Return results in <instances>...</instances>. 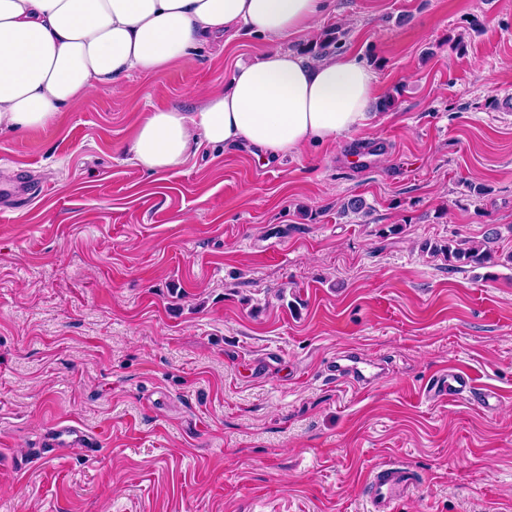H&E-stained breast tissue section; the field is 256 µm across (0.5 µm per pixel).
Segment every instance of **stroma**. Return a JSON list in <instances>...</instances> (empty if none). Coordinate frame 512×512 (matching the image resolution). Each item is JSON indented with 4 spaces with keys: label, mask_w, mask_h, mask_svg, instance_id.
<instances>
[{
    "label": "stroma",
    "mask_w": 512,
    "mask_h": 512,
    "mask_svg": "<svg viewBox=\"0 0 512 512\" xmlns=\"http://www.w3.org/2000/svg\"><path fill=\"white\" fill-rule=\"evenodd\" d=\"M336 24L395 99L362 169L346 139L159 174L124 154L257 36L0 132V197L45 186L0 209V512H371L384 463L415 471L394 512H512V0H332ZM491 231L484 265L420 250ZM348 353L383 377L333 381ZM451 367L496 408L428 398ZM61 421L96 451L37 457Z\"/></svg>",
    "instance_id": "1"
}]
</instances>
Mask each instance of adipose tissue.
<instances>
[{
	"label": "adipose tissue",
	"mask_w": 512,
	"mask_h": 512,
	"mask_svg": "<svg viewBox=\"0 0 512 512\" xmlns=\"http://www.w3.org/2000/svg\"><path fill=\"white\" fill-rule=\"evenodd\" d=\"M326 0H0V130L52 126L91 90L153 75L209 37L258 35L274 46L237 66L221 91H199L190 112L156 109L125 153L148 173L181 167L201 146L257 148L264 163L369 127L379 86L355 54L313 63L278 49L316 32Z\"/></svg>",
	"instance_id": "obj_1"
}]
</instances>
